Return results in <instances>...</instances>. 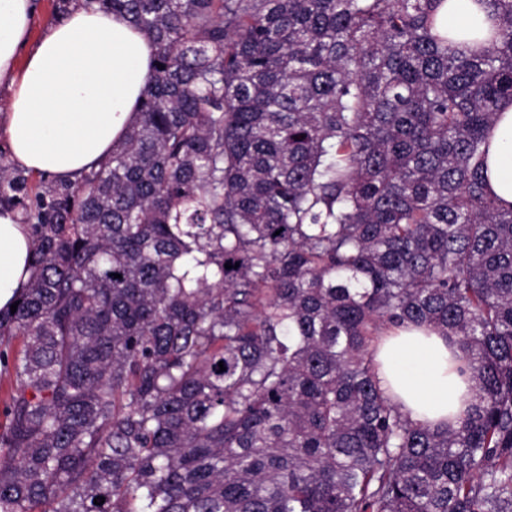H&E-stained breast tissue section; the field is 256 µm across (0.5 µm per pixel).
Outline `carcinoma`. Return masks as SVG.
<instances>
[{
    "label": "carcinoma",
    "instance_id": "obj_1",
    "mask_svg": "<svg viewBox=\"0 0 512 512\" xmlns=\"http://www.w3.org/2000/svg\"><path fill=\"white\" fill-rule=\"evenodd\" d=\"M446 2L84 0L155 67L99 168L29 201L0 168L34 242L0 512H512V0L467 54ZM405 323L477 380L454 425L380 386ZM487 165L490 190L512 205V104L504 105L493 123Z\"/></svg>",
    "mask_w": 512,
    "mask_h": 512
}]
</instances>
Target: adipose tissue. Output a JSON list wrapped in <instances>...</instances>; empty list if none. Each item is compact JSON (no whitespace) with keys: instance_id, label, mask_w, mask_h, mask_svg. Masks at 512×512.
Listing matches in <instances>:
<instances>
[{"instance_id":"1","label":"adipose tissue","mask_w":512,"mask_h":512,"mask_svg":"<svg viewBox=\"0 0 512 512\" xmlns=\"http://www.w3.org/2000/svg\"><path fill=\"white\" fill-rule=\"evenodd\" d=\"M33 0H0V86L9 106L0 137L14 162L36 175L72 182L104 159L137 115L152 76L151 39L128 20L77 0L67 15L32 39ZM449 30L472 36L497 26L477 0H448ZM490 190L512 205V104L491 128ZM32 240L19 211L0 207V309H10L30 277ZM380 384L413 419H458L473 400L469 376L447 339L413 325L376 343Z\"/></svg>"}]
</instances>
